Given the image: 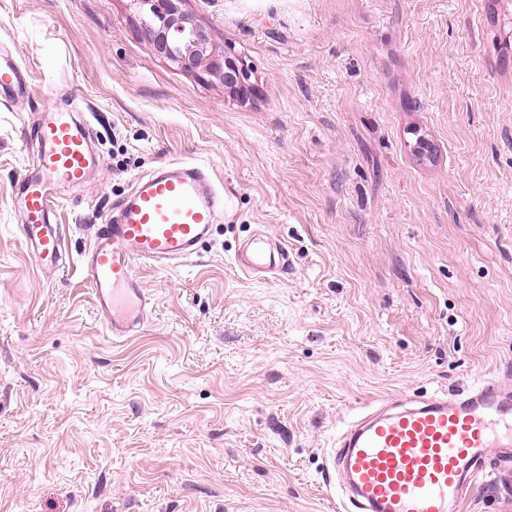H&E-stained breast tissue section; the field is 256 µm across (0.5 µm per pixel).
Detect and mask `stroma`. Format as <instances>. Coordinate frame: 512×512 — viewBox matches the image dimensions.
<instances>
[{
  "mask_svg": "<svg viewBox=\"0 0 512 512\" xmlns=\"http://www.w3.org/2000/svg\"><path fill=\"white\" fill-rule=\"evenodd\" d=\"M489 2L186 0L250 66L243 99L159 57L134 0H0L29 87L0 95V512H337L344 419L512 386V14ZM57 111L99 164L59 186L67 265L40 269L15 196ZM170 160L208 163L224 211L191 263L140 270L147 321L116 345L79 258ZM258 230L287 273L236 269Z\"/></svg>",
  "mask_w": 512,
  "mask_h": 512,
  "instance_id": "1",
  "label": "stroma"
}]
</instances>
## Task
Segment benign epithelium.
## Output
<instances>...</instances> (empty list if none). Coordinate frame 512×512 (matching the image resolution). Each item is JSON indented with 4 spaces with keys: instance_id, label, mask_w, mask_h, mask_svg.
I'll use <instances>...</instances> for the list:
<instances>
[{
    "instance_id": "obj_1",
    "label": "benign epithelium",
    "mask_w": 512,
    "mask_h": 512,
    "mask_svg": "<svg viewBox=\"0 0 512 512\" xmlns=\"http://www.w3.org/2000/svg\"><path fill=\"white\" fill-rule=\"evenodd\" d=\"M139 20L157 53L185 70L217 81L241 97L250 94L251 69L230 52L217 53L209 32L184 9L185 0H135Z\"/></svg>"
}]
</instances>
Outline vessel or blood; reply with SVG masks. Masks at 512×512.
<instances>
[{
	"mask_svg": "<svg viewBox=\"0 0 512 512\" xmlns=\"http://www.w3.org/2000/svg\"><path fill=\"white\" fill-rule=\"evenodd\" d=\"M0 89L25 93L15 64L0 66ZM38 142L37 166L19 184V232L36 265L48 268L64 263L67 251L60 225L50 221L60 205L56 188L84 181L95 156L86 125L69 112L50 113ZM221 203L207 167L177 160L138 179L111 222L96 226L82 271L113 340L134 335L146 321L140 270L191 261ZM236 267L248 275L283 273L288 252L257 238ZM332 469L343 480V512H463L485 477L512 473V390L487 377L451 397L382 403L340 434Z\"/></svg>",
	"mask_w": 512,
	"mask_h": 512,
	"instance_id": "obj_1",
	"label": "vessel or blood"
}]
</instances>
